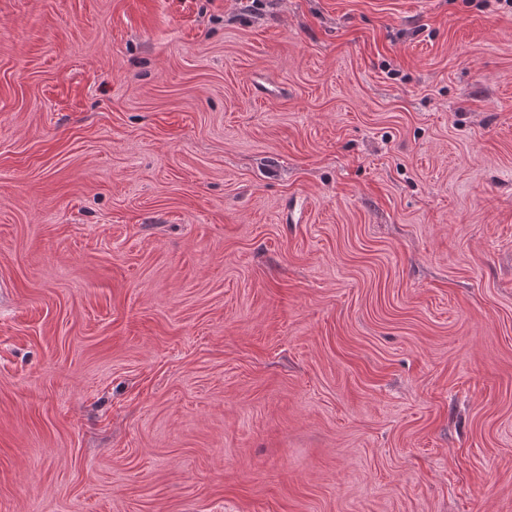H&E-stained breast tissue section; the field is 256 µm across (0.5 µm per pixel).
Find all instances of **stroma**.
Here are the masks:
<instances>
[{
    "label": "stroma",
    "instance_id": "1",
    "mask_svg": "<svg viewBox=\"0 0 512 512\" xmlns=\"http://www.w3.org/2000/svg\"><path fill=\"white\" fill-rule=\"evenodd\" d=\"M0 512H512V7L0 0Z\"/></svg>",
    "mask_w": 512,
    "mask_h": 512
}]
</instances>
